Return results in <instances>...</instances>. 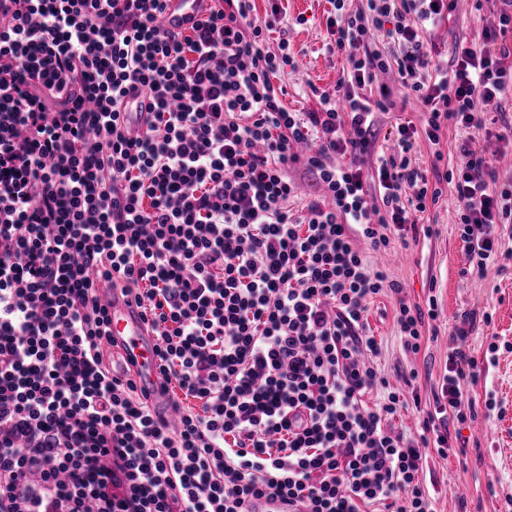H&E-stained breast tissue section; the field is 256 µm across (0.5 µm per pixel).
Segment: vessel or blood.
Returning <instances> with one entry per match:
<instances>
[{
  "label": "vessel or blood",
  "mask_w": 512,
  "mask_h": 512,
  "mask_svg": "<svg viewBox=\"0 0 512 512\" xmlns=\"http://www.w3.org/2000/svg\"><path fill=\"white\" fill-rule=\"evenodd\" d=\"M213 4V0H166L164 24L172 31H187L198 22ZM148 101L139 92H129L124 99V121L131 134L146 128ZM101 302L107 308L109 328L115 343L114 351L132 370L138 388L148 394L150 403L162 411L166 421L176 414L163 388L159 361L154 353L155 337L141 309L134 300L121 296L119 290H104ZM246 512H303L300 503L288 502L279 496L248 499Z\"/></svg>",
  "instance_id": "1"
}]
</instances>
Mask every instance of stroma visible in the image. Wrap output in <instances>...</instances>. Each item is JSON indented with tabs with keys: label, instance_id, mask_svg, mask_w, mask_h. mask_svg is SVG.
<instances>
[{
	"label": "stroma",
	"instance_id": "35a3bbf8",
	"mask_svg": "<svg viewBox=\"0 0 512 512\" xmlns=\"http://www.w3.org/2000/svg\"><path fill=\"white\" fill-rule=\"evenodd\" d=\"M282 6L279 31L272 34L268 46L277 49L280 38H287L294 55L293 63L277 78L287 90L283 103L293 112L312 110L318 108L320 95H335L349 61L323 49L329 0H282ZM500 7V0H455L438 32L441 59L450 58L457 40L480 42L483 28L497 21ZM391 100L392 109L379 116L375 155H394L391 134L398 124L409 122L418 129L409 154L414 167L430 171L437 150L443 154V166L455 167L456 127L442 125L438 144H430L421 131L425 118L421 103L402 100L397 94ZM442 190L437 204L413 215L417 224L433 228L432 237L420 236L406 244L395 238L380 250L372 249L362 237L354 239L371 266L400 286L408 303L423 306L433 296L441 310L438 320L424 325L422 348L413 354L402 348L394 300L386 293L377 295L369 305L368 330L380 349L369 362L390 388L402 391L405 398L417 395L422 403H429L448 360L449 336L462 326V313H473L474 321L466 327L470 352L483 358L494 342L497 361L464 384L475 415L460 428L463 448H451L444 457L426 449L422 479L436 512H512V266L491 264L484 273L468 272L451 187L446 184ZM490 397L499 403V410L487 411L485 402Z\"/></svg>",
	"mask_w": 512,
	"mask_h": 512
}]
</instances>
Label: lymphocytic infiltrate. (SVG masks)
Returning <instances> with one entry per match:
<instances>
[{
  "label": "lymphocytic infiltrate",
  "mask_w": 512,
  "mask_h": 512,
  "mask_svg": "<svg viewBox=\"0 0 512 512\" xmlns=\"http://www.w3.org/2000/svg\"><path fill=\"white\" fill-rule=\"evenodd\" d=\"M166 0H0V512H243L253 494L306 512H434L422 448L447 454L465 424L462 384L481 368L456 329L419 438L389 428L407 401L364 361L370 299L387 275L355 249L406 238L412 212L441 191L398 157L373 158L378 115L400 91L463 134L485 131L477 104L512 97V0L478 45L436 62L452 0H330L327 49L359 50L319 107L291 112L269 51L281 0H220L189 32L164 26ZM379 35L387 51L375 49ZM151 100L128 138L127 88ZM451 183L470 265L511 261L512 178L459 149ZM348 157L337 165V157ZM325 195L300 214L289 169ZM132 297L155 335L179 419L156 418L128 369L111 367L100 285ZM440 315L398 300L406 350Z\"/></svg>",
  "instance_id": "obj_1"
}]
</instances>
